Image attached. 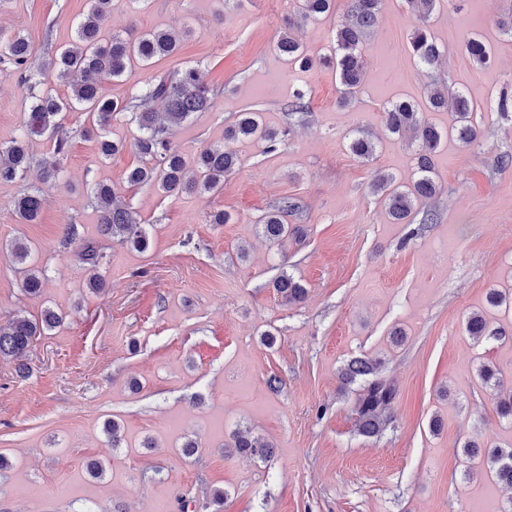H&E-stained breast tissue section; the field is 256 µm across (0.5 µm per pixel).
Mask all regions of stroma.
I'll list each match as a JSON object with an SVG mask.
<instances>
[{
	"label": "stroma",
	"instance_id": "stroma-1",
	"mask_svg": "<svg viewBox=\"0 0 512 512\" xmlns=\"http://www.w3.org/2000/svg\"><path fill=\"white\" fill-rule=\"evenodd\" d=\"M88 8L89 0H0V29L30 39L40 71L74 41ZM511 10L512 0H465L459 11L439 0L432 28L445 52L424 71L410 53L416 22L405 0H384L363 48L366 82L344 108L336 72L322 62L339 13L298 31L313 59L303 70L276 49L283 0H112L103 36L169 30L180 47L106 82L104 96L126 101L152 78L196 66L214 98L169 134L185 157L225 143V126L245 110L281 137L272 151L260 140L227 143L237 167L222 189L169 196L150 184L126 188L138 157H102L90 118L71 112L57 183L33 171L0 184V243L26 239L45 273L41 296L29 297L0 258V319L46 308L63 317L28 351L27 377L0 358V454L13 464L0 473V512H187L214 488L228 494L221 512H500L506 493L465 477L462 447L512 444V422L477 377L488 363L512 383V311L487 303L490 290L512 294V165L498 162L512 151V116L487 109L500 91L512 94V38L497 27ZM476 35L492 47L488 66L464 50ZM433 80L467 89L482 139L451 140L436 153L437 223L396 224L371 183L379 170L411 183L415 146L387 134L383 111L398 98L422 101ZM299 98L306 111H292ZM26 107L14 67L1 60L0 144L21 135ZM357 131L376 139L372 161L351 154ZM98 182L120 188L148 232L146 251L99 236ZM33 189L45 197L40 219L18 223L8 204ZM286 196L302 206L295 221L306 238L272 246L258 221ZM220 210L229 222L211 223ZM69 224L101 248L103 292L89 291L94 270L63 245ZM283 273L307 288L304 302L280 303L272 283ZM477 310L509 337L470 339L464 323ZM396 327L406 336L398 347ZM364 355L381 360L398 389L392 422L376 437L359 432L338 379ZM110 418L124 447L103 433ZM245 427L272 444L268 461L225 455ZM189 437L202 446L192 457L181 450ZM91 460L102 461L104 479L89 476Z\"/></svg>",
	"mask_w": 512,
	"mask_h": 512
}]
</instances>
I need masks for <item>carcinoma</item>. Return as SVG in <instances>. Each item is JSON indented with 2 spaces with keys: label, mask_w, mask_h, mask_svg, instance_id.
Segmentation results:
<instances>
[{
  "label": "carcinoma",
  "mask_w": 512,
  "mask_h": 512,
  "mask_svg": "<svg viewBox=\"0 0 512 512\" xmlns=\"http://www.w3.org/2000/svg\"><path fill=\"white\" fill-rule=\"evenodd\" d=\"M335 0H294L292 13L288 14L285 28L277 42V48L288 60L301 68L311 66L294 30L333 8ZM438 0H406L417 27L410 41V52L416 62L427 68L438 65L442 46L431 30L430 20ZM89 10L77 23L75 40L50 60L45 72L32 73L29 60L32 45L28 37L19 33L5 36L0 33V56L16 69L20 81L27 86L28 107L24 112V136L0 145V183H13L24 179L35 163L39 164L42 180L51 182L61 171V157L66 153L67 141L61 131L60 116L68 110H82L93 115L97 131L100 154L110 157L124 148V142L109 138L108 128L112 120L130 115L137 135L133 137L131 149L140 158V163L125 176L129 188L145 184H157L159 190L168 195L209 193L221 189L224 176L231 173L237 164L236 156L221 146H207L187 162L167 139L168 126L179 125L197 113L206 112L212 106L210 89L200 81L199 71L194 67L182 70L175 79L164 77L146 82L139 95L131 101H119L104 97L101 84L107 80L123 78L132 61L144 64L156 58L177 53L179 44L166 30H150L137 34H114L107 40L101 37L100 21L111 10L112 0H89ZM382 0H345L344 13L336 31L334 57L324 63H336V79L342 87L340 105L348 106L355 99L365 78L363 46L375 33L379 21ZM466 52L471 60L482 66L490 62L491 52L486 43L477 38L466 42ZM67 85L68 96L62 98L49 87L51 79ZM426 107L431 112L452 113L453 123L443 131L425 119L415 104L397 101L384 112L385 128L392 134H415L418 143L416 153L417 178L412 185H400L388 173H378L372 183L373 190L381 193L393 221L397 224L412 223V214L420 202L434 199L438 185L434 178L433 157L441 143L453 138L467 147L475 143L480 131L473 122L474 104L464 90L451 85L441 89L437 84L427 85L424 91ZM46 137L54 141L50 157L34 161L30 142ZM259 139L274 150L278 133L262 123L257 112H242L234 123L224 129V140ZM351 154L361 161L373 158L376 143L366 134L351 139ZM93 201L99 213L100 235L112 238L121 244L131 245L138 251L148 248L149 238L144 224L132 208L119 202L117 188L99 182L93 190ZM43 207V198L38 190L27 191L11 202L13 214L23 224L38 222ZM297 203L288 197L268 210L259 220L263 238L271 244H280L292 238L299 242L304 230L288 223V214L295 211ZM66 245H77L80 259L96 267L104 254L95 242L80 236L78 226L70 224L63 237ZM10 258L11 264L21 276L20 288L29 296L42 292L44 275L29 264L31 246L16 238L0 248ZM276 294L282 303L292 305L302 302L307 289L301 281L290 274H282L273 282ZM61 322L55 311L47 308L38 317L16 313L0 323V358L17 361L19 374L26 373L23 362L34 341L52 330ZM466 333L475 342L487 336H498L500 332L489 329L484 314L471 313L466 321ZM378 361L358 357L350 360L340 370L341 389L359 384L353 403L361 434L374 437L380 435L392 420V408L397 397L395 385L377 374ZM482 385L494 392L498 414L512 418V385L507 387L500 372L483 364L478 368ZM103 432L113 448L123 445L121 424L109 419ZM228 454L252 457L261 462L271 457L273 448L249 432L238 431L224 444ZM465 473L468 476L484 472L492 480L512 488V447L481 448L475 441L463 447Z\"/></svg>",
  "instance_id": "cac0c4a2"
}]
</instances>
